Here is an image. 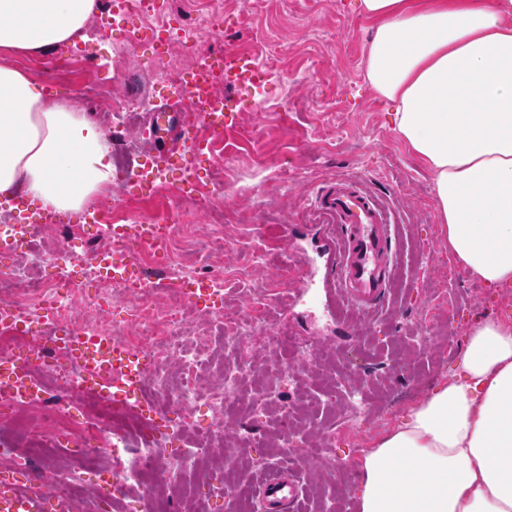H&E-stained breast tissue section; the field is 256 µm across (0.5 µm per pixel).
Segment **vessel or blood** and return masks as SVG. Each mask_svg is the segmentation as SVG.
<instances>
[{
  "instance_id": "obj_1",
  "label": "vessel or blood",
  "mask_w": 512,
  "mask_h": 512,
  "mask_svg": "<svg viewBox=\"0 0 512 512\" xmlns=\"http://www.w3.org/2000/svg\"><path fill=\"white\" fill-rule=\"evenodd\" d=\"M223 65L225 101L223 111L207 113L203 121L210 127V141L200 143L187 131L178 138L167 139L161 126L165 113H158V128L149 132L154 143H168L167 155L173 161L188 165L196 158L208 155L213 143L223 140L226 130L235 128L241 104L252 98L267 84L269 77L263 66L249 53L225 46L220 57ZM319 212L341 229L339 239L327 240L326 248L332 258V276L325 285L327 296L340 297L351 305L370 309L384 298L394 276L397 262L391 249L393 225L388 224L380 205L371 196L348 184H336L316 199ZM116 239H139L145 242L154 237L149 224H116L112 227ZM104 271L122 274L129 282L140 279V262L135 253L115 251L107 256ZM72 328L54 333L56 343L70 342L73 360L87 370L83 388L96 389L107 384L114 366L133 363V355L125 349L100 338H88L71 343ZM35 354L17 361L0 363V394H18L32 389L34 380L29 367ZM23 478L13 476L0 480V512H71L69 503L51 495L30 496L22 490ZM265 512H297L299 493L292 478L280 475L268 479L261 488Z\"/></svg>"
}]
</instances>
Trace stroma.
Listing matches in <instances>:
<instances>
[{
	"mask_svg": "<svg viewBox=\"0 0 512 512\" xmlns=\"http://www.w3.org/2000/svg\"><path fill=\"white\" fill-rule=\"evenodd\" d=\"M222 2L224 35L211 40L210 48L231 45L258 56L270 65V81L241 127L225 133L221 161L171 170L167 178L178 186L188 180L199 184L224 209L227 314L262 313L269 325L322 349L325 367L307 369L292 396L295 405L307 408L308 425L346 421L345 413L309 406L332 379L360 384L372 398L379 384L388 389L377 413L357 418L353 430L337 438L329 461L310 460L308 468L315 472L329 462L338 467L321 484L300 483L303 512H321L323 498L353 499L352 463L373 439L434 386L457 376L459 350L439 361L428 352L414 364L405 350L410 337L426 334L434 344L450 335L465 340L482 317L512 320V301H500L498 288L465 270L449 278L448 239L438 222L432 176L397 139L390 105L366 78L372 23L356 0ZM95 14L103 20L99 38L76 41L57 55L77 58L86 49L98 55L99 69L80 65L68 73L66 84L47 74L38 76V83L60 99L76 101L108 137L126 123L147 126L148 115L102 111L89 91L93 84L117 81L150 110L188 115L187 106L153 77L152 52L138 49L133 63L109 68L112 44L139 27V19L130 16L113 25L109 0H96ZM345 177L378 199L396 226L398 269L382 307L368 315L327 302L323 290L329 268L315 198ZM69 238L84 260L92 259L98 242L86 236L75 214L65 215L58 234L35 235L30 248L53 257ZM306 276L312 279L310 290L291 299L289 284Z\"/></svg>",
	"mask_w": 512,
	"mask_h": 512,
	"instance_id": "1",
	"label": "stroma"
}]
</instances>
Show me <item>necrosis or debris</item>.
I'll return each mask as SVG.
<instances>
[{
	"label": "necrosis or debris",
	"mask_w": 512,
	"mask_h": 512,
	"mask_svg": "<svg viewBox=\"0 0 512 512\" xmlns=\"http://www.w3.org/2000/svg\"><path fill=\"white\" fill-rule=\"evenodd\" d=\"M213 9L197 14L180 31H173L156 0H121L113 10V21L135 14L165 38L163 53L155 62L156 78L180 89V72L172 61L182 60L187 69L202 66L196 51L202 32L222 24L220 0H210ZM135 201L124 192L99 203L93 215L100 226L101 248L112 245L111 225L131 223ZM186 228L178 220L163 224L156 252L163 261H148L141 284L101 275L97 265L84 268L85 281L95 283L97 294L86 298L82 283L69 278L65 269L53 276L42 273L48 260L38 256L29 269H11L0 274V302L6 304L14 320H39L45 310H53L58 321L68 323L87 337L105 332L109 339L132 351L148 356L151 367L134 389V402L102 401L99 393L75 386L79 369L60 347L37 344L19 332L13 322L0 321V361L21 350L40 349L45 363L34 365L38 381L35 391L24 396H0V425L19 434L11 446L0 448V460L21 474L29 492H49L80 506L84 475L102 472L116 485L115 496L97 494L93 512H112L114 498L124 497L129 486L138 485L143 493L154 491L157 476H191L190 512H212L211 501L226 493L241 495L242 486L231 463V445L242 433L260 434L257 414L277 405V425L284 453L305 458L322 455L348 426L340 424L320 435L305 434L297 425L289 393L301 379L300 366L317 362L318 350L312 345L291 343L262 315L228 318L223 308L204 311L195 319L188 313L181 296L159 299L155 281L185 283L218 282L210 258L224 252V233L210 239L207 256L194 269H187L177 258L175 247L184 241ZM120 306L124 316L113 320L112 306ZM262 347L290 348L298 369L278 368L265 385L250 394L241 392L245 367L244 351L250 342ZM150 401L160 414L200 402L211 412L208 426L199 427L189 416L170 419L166 430H159L154 419L138 412L140 401ZM75 459V466L64 467L60 458Z\"/></svg>",
	"instance_id": "4bbe7bcc"
}]
</instances>
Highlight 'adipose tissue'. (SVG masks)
Returning <instances> with one entry per match:
<instances>
[{
    "label": "adipose tissue",
    "mask_w": 512,
    "mask_h": 512,
    "mask_svg": "<svg viewBox=\"0 0 512 512\" xmlns=\"http://www.w3.org/2000/svg\"><path fill=\"white\" fill-rule=\"evenodd\" d=\"M366 78L432 172L448 252L512 285V0H358ZM95 0H0V51L80 38ZM106 138L76 104L0 61V198L77 213L112 181ZM458 377L354 464L357 512H512V321L472 327Z\"/></svg>",
    "instance_id": "adipose-tissue-1"
}]
</instances>
